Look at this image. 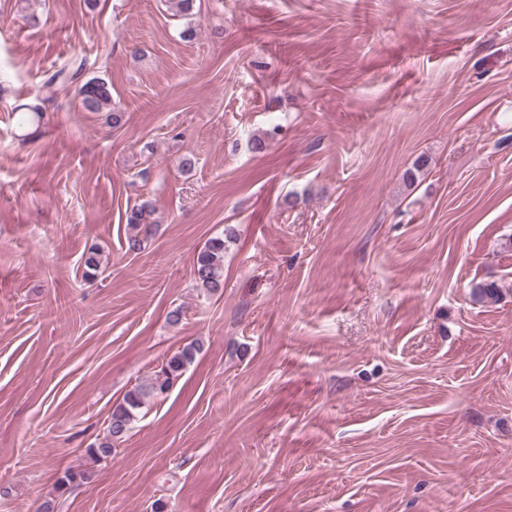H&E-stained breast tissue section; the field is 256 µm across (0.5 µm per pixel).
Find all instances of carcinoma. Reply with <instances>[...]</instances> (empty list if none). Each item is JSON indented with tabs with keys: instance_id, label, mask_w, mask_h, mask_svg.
<instances>
[{
	"instance_id": "1",
	"label": "carcinoma",
	"mask_w": 512,
	"mask_h": 512,
	"mask_svg": "<svg viewBox=\"0 0 512 512\" xmlns=\"http://www.w3.org/2000/svg\"><path fill=\"white\" fill-rule=\"evenodd\" d=\"M88 67H90L88 60L82 58L54 71L49 82L75 86V95L84 111L106 112L108 113V122L112 124V127H121L124 124V113L112 104V85L96 77L80 81ZM18 109L22 110L18 125L22 128L32 129L34 134L37 133V129L44 121L45 112L37 106L24 107L20 105ZM30 134H25L24 139H29ZM125 220L129 229L128 251L136 253L144 250L153 235L154 225L157 224L154 207L146 202L135 205L126 210ZM236 238V227L226 224L223 233L206 241L194 256L192 263L195 288L207 294L222 288L224 257L228 247L235 242ZM499 294L500 288L494 281H480L472 285L471 299L475 304L496 300L499 298ZM200 350L201 345L198 342L185 345L163 362L160 370L153 377L128 390L122 401L112 409L107 434L103 441L97 447L89 449V452L99 458L112 455V451L117 448V445L125 441L142 410L149 405L151 400L157 399L169 391L174 382L194 362Z\"/></svg>"
}]
</instances>
